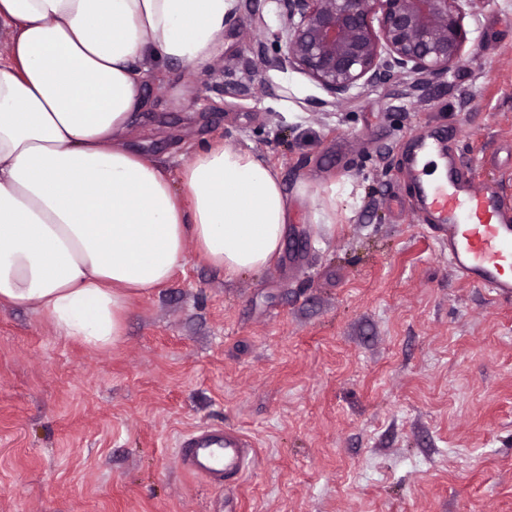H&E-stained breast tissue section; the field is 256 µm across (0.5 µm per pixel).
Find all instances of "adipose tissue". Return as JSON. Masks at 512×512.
<instances>
[{"label": "adipose tissue", "mask_w": 512, "mask_h": 512, "mask_svg": "<svg viewBox=\"0 0 512 512\" xmlns=\"http://www.w3.org/2000/svg\"><path fill=\"white\" fill-rule=\"evenodd\" d=\"M234 0H0V307L90 350L196 253L267 269L288 231L275 167L214 140L177 179L126 138L156 65L214 56Z\"/></svg>", "instance_id": "ef3b65f1"}]
</instances>
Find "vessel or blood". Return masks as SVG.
Returning <instances> with one entry per match:
<instances>
[{
	"mask_svg": "<svg viewBox=\"0 0 512 512\" xmlns=\"http://www.w3.org/2000/svg\"><path fill=\"white\" fill-rule=\"evenodd\" d=\"M420 219L448 248V264L466 282L495 298L512 299V209L468 174L449 165L446 179L420 187ZM181 459L210 485L242 480L253 462L252 442L241 432L208 426L186 434Z\"/></svg>",
	"mask_w": 512,
	"mask_h": 512,
	"instance_id": "vessel-or-blood-1",
	"label": "vessel or blood"
}]
</instances>
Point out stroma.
Wrapping results in <instances>:
<instances>
[{
  "instance_id": "35a3bbf8",
  "label": "stroma",
  "mask_w": 512,
  "mask_h": 512,
  "mask_svg": "<svg viewBox=\"0 0 512 512\" xmlns=\"http://www.w3.org/2000/svg\"><path fill=\"white\" fill-rule=\"evenodd\" d=\"M460 65L327 103L280 64L276 0H234L199 70L172 63L128 136L170 175L206 142L274 165L280 255L225 279L190 257L90 351L0 308V512H512V301L459 280L414 213L406 164L440 134L512 207V0L467 14ZM186 81L182 103L171 86ZM336 224H315L331 184ZM255 444L240 485L190 474L191 430Z\"/></svg>"
}]
</instances>
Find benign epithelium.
Returning <instances> with one entry per match:
<instances>
[{
	"mask_svg": "<svg viewBox=\"0 0 512 512\" xmlns=\"http://www.w3.org/2000/svg\"><path fill=\"white\" fill-rule=\"evenodd\" d=\"M280 62L299 69L334 100L395 74L418 80L462 61L466 9L480 0H276Z\"/></svg>",
	"mask_w": 512,
	"mask_h": 512,
	"instance_id": "obj_1",
	"label": "benign epithelium"
}]
</instances>
